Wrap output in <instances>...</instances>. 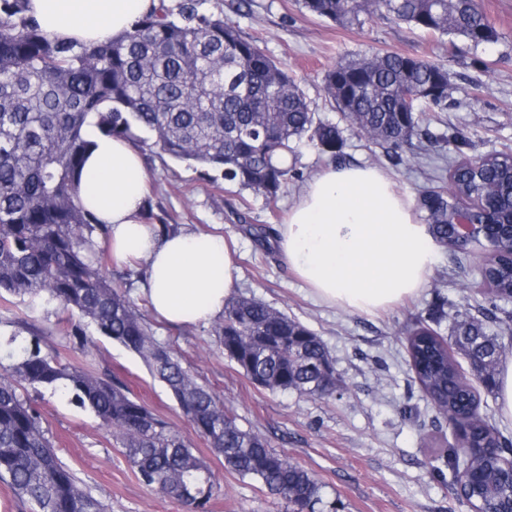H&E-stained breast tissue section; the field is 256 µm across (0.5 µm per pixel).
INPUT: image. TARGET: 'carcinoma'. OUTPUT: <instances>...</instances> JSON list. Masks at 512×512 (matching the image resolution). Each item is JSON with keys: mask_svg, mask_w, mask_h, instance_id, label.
<instances>
[{"mask_svg": "<svg viewBox=\"0 0 512 512\" xmlns=\"http://www.w3.org/2000/svg\"><path fill=\"white\" fill-rule=\"evenodd\" d=\"M206 0H159L119 40L95 45L51 38L29 13V0H0V299L23 298L36 309L55 302L76 312L104 336L137 354L151 377L163 383L194 431L218 454L224 467L285 499L295 512L323 502L324 485L265 439L244 430L216 396L183 367L174 348L159 341L138 306L105 275L111 261L98 240L108 232L78 201L90 131L121 137L140 149L151 145L179 161L223 169L224 179L263 197L279 211L289 168L285 159L304 140L319 152L344 157L345 132L389 152L413 137L419 114L447 108L451 89L442 63L398 53L373 52L344 59L326 71L325 90L345 126L315 118L288 68L239 26L224 20L220 5ZM308 13L342 24L379 13L397 23L441 37L462 38L473 48L499 41L492 24L476 32L474 0H301ZM422 96L410 101L406 94ZM450 189L421 191L416 207L425 212L433 237L453 245L462 202L500 191L501 208L512 207V151L481 158L471 167L448 160ZM241 228L264 248L275 237L271 224ZM495 253L479 271L492 290L481 317L453 318L447 342L436 327L448 313L416 321L407 350L420 387L450 416L461 406L479 407L475 392L462 390L455 346L474 367L491 374L505 352L488 323L512 318V235L490 244ZM54 328L88 339L70 319ZM224 354L247 378L272 392L293 390L316 396L334 387L336 373L320 370L330 357L321 339L302 323L261 300L233 298L213 327ZM0 357V480L29 512H111L59 459L30 389L62 388L70 401L94 413L126 450L140 481L180 501L187 512H209L215 482L206 462L194 454L168 422L131 396L127 386L62 361L39 339L13 334ZM475 443L505 437L484 418L473 425ZM465 463L491 474L476 502L491 508L512 495L501 478L505 465L482 456Z\"/></svg>", "mask_w": 512, "mask_h": 512, "instance_id": "1", "label": "carcinoma"}]
</instances>
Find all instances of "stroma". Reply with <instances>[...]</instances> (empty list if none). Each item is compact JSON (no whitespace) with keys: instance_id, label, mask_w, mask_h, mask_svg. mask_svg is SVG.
Returning <instances> with one entry per match:
<instances>
[{"instance_id":"35a3bbf8","label":"stroma","mask_w":512,"mask_h":512,"mask_svg":"<svg viewBox=\"0 0 512 512\" xmlns=\"http://www.w3.org/2000/svg\"><path fill=\"white\" fill-rule=\"evenodd\" d=\"M239 2L220 0L224 17L287 66L324 121L339 119L323 82L326 70L339 60L392 51L447 65L453 84L448 108L425 113L419 122L434 141L413 139L397 157L354 136L347 141L345 164L382 169L401 194L413 199L423 188L447 185V167L433 165L432 157L477 158L512 147V0H479L500 39L478 51L462 39H438L380 15L343 25L309 14L300 0H248L244 16ZM144 159L153 214L179 229L235 242L241 270L235 296L257 298L319 336L333 359L338 387L324 399L258 387L225 355L209 324L175 328L158 322L157 339L178 350L184 367L223 400L241 428L324 483L325 512H469L448 467V451L456 447L457 437L415 378L406 330L443 299L460 313L477 314L486 298L478 286L479 255L438 248L420 295L373 314L325 305L309 294L279 249L255 246L236 215L245 213L253 224L286 220L305 185L331 167L332 159L301 142L288 161V187L275 216L261 196L237 191L225 181L222 170L159 153H145ZM56 311L53 304L30 310L17 298L0 301V336L10 335L11 321L25 320L43 330V344L62 361L123 380L208 463L219 486L211 512H290L280 496L225 469L223 457L195 433L166 387L149 376L136 355L90 325L85 333L94 345L89 353H79L72 338L52 332ZM29 396L62 462L112 512H184L179 502L137 479L109 429L92 412L59 391L41 388Z\"/></svg>"}]
</instances>
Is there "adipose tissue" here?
I'll use <instances>...</instances> for the list:
<instances>
[{
    "mask_svg": "<svg viewBox=\"0 0 512 512\" xmlns=\"http://www.w3.org/2000/svg\"><path fill=\"white\" fill-rule=\"evenodd\" d=\"M157 5L158 0H29L44 32L86 45L120 39ZM92 140L80 201L106 224L114 261L145 260L153 314L175 326L222 315L240 279L227 242L191 231L162 234L145 223L149 176L140 151L119 137L96 133ZM277 244L316 299L367 313L419 294L436 249L391 176L350 165L329 167L307 184L280 225Z\"/></svg>",
    "mask_w": 512,
    "mask_h": 512,
    "instance_id": "ef3b65f1",
    "label": "adipose tissue"
}]
</instances>
